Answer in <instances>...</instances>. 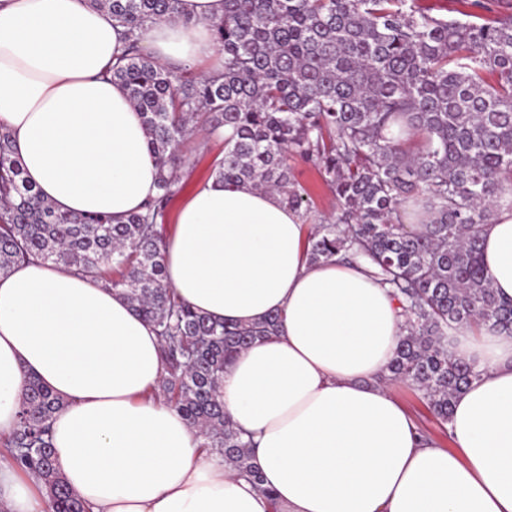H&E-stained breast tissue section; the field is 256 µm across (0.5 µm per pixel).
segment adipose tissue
Segmentation results:
<instances>
[{"label": "adipose tissue", "instance_id": "obj_1", "mask_svg": "<svg viewBox=\"0 0 512 512\" xmlns=\"http://www.w3.org/2000/svg\"><path fill=\"white\" fill-rule=\"evenodd\" d=\"M223 14L224 0H181L140 45L165 65L221 67L211 24ZM124 45L90 0H0V127L57 211L118 221L157 193L142 115L109 75ZM308 236L277 192L211 179L163 246L168 284L212 320L281 317L220 389L255 441L263 487L202 451L157 397L154 325L104 282L36 258L0 275V439L34 375L64 401L52 446L87 512H512V336L483 326L449 337L480 375L456 398L454 447L442 448L383 381L403 334L396 301L362 270L310 262ZM481 239L493 288L512 299V210ZM47 509L41 482L0 448V512Z\"/></svg>", "mask_w": 512, "mask_h": 512}]
</instances>
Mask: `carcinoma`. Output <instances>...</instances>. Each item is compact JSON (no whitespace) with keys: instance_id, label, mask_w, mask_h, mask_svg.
<instances>
[{"instance_id":"carcinoma-1","label":"carcinoma","mask_w":512,"mask_h":512,"mask_svg":"<svg viewBox=\"0 0 512 512\" xmlns=\"http://www.w3.org/2000/svg\"><path fill=\"white\" fill-rule=\"evenodd\" d=\"M127 29L112 80L141 112L159 162L146 212L62 214L33 189L0 132V274L38 258L99 277L152 322L161 345L158 395L219 454L262 488L252 440L224 413V367L280 317L217 323L165 281L161 241L184 161L180 143H224L213 175L309 206L288 157L312 163L336 216L308 237L313 263L362 261L390 287L404 318L388 379L404 383L441 423L476 378L448 352V331L482 322L512 335V301L492 287L482 226L512 210V0L505 17L432 16L416 0H224L212 23L223 70L197 76L155 62L137 31L179 13L180 0H91ZM496 75L490 84L486 74ZM414 211L419 230L405 223ZM63 401L28 378L19 422L4 439L14 463L47 488L50 512H84L56 466L51 422Z\"/></svg>"}]
</instances>
